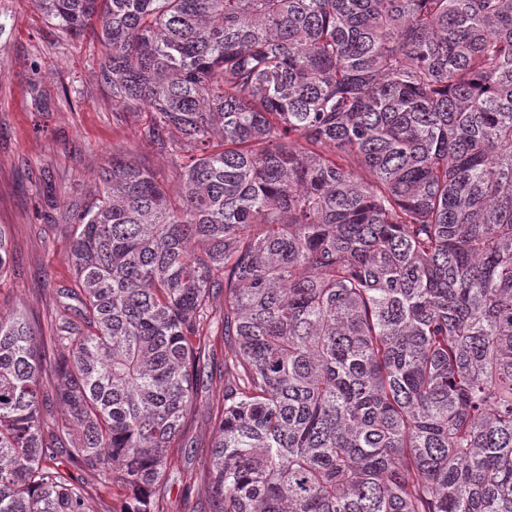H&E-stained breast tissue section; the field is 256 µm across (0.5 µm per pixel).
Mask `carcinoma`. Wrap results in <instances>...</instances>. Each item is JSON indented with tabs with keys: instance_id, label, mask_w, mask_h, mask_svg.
I'll return each mask as SVG.
<instances>
[{
	"instance_id": "cac0c4a2",
	"label": "carcinoma",
	"mask_w": 512,
	"mask_h": 512,
	"mask_svg": "<svg viewBox=\"0 0 512 512\" xmlns=\"http://www.w3.org/2000/svg\"><path fill=\"white\" fill-rule=\"evenodd\" d=\"M34 2L168 169L0 313V512H160L217 328L213 512H512V0ZM206 354L209 356V364L212 371L211 389L213 398L221 396L224 389V378H220L224 372V338L212 336L209 345L206 347Z\"/></svg>"
}]
</instances>
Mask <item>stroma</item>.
Masks as SVG:
<instances>
[{"label":"stroma","mask_w":512,"mask_h":512,"mask_svg":"<svg viewBox=\"0 0 512 512\" xmlns=\"http://www.w3.org/2000/svg\"><path fill=\"white\" fill-rule=\"evenodd\" d=\"M101 48L93 35L73 41L36 10L33 0H0V224L13 262L0 279V311H26L48 331L56 288L71 280L70 227L62 211L89 201L113 150L152 167L166 162L141 140L131 114L114 110L93 73ZM209 405L187 416L181 445L169 449L172 475L159 491L163 512H207L198 481L209 464Z\"/></svg>","instance_id":"1"}]
</instances>
